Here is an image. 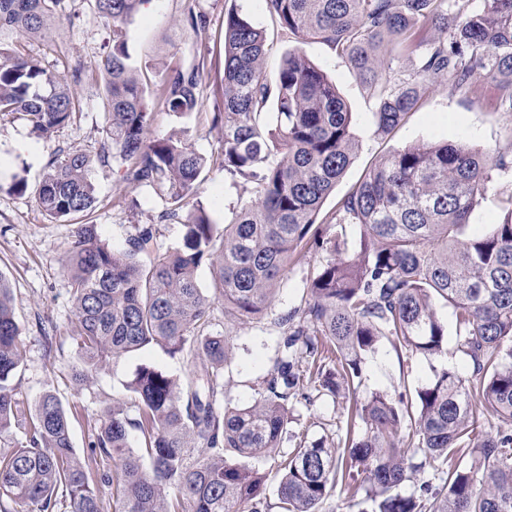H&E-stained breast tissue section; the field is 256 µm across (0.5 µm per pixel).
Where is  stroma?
Listing matches in <instances>:
<instances>
[{
	"mask_svg": "<svg viewBox=\"0 0 512 512\" xmlns=\"http://www.w3.org/2000/svg\"><path fill=\"white\" fill-rule=\"evenodd\" d=\"M232 7L266 31L269 50L264 70L267 77H275L283 55L294 44L281 35L262 0H153L150 8L141 10L126 26L131 60L143 74L154 75L173 57L187 66H204L199 111L180 120L163 111L155 112L150 134L163 138L181 133L192 149L207 158L194 202L218 225L229 223L233 211L254 196L251 183L231 176L215 162L222 142L211 127V118L221 101L224 14ZM192 8L208 14L207 31H193L185 23ZM69 11V17L56 23L49 38L22 40L21 50L67 77L81 105L80 112L48 139L32 133L20 115H0V277L11 289L19 327L22 363L14 379L18 396L30 405L44 392L56 394L71 419L73 446L84 457L107 409L129 404L131 394L126 384L139 366H151L183 378L201 369L202 362L173 357L154 347L109 362L94 374L90 385L79 387L71 380L79 354L74 340L76 317L63 264L74 226L50 220L38 207L33 193L20 195L12 188L18 177L36 185L47 162L59 152L80 148L93 153L99 147V131L105 121L100 108L104 80L99 64L104 46L112 39V27L90 11L85 0H71ZM305 51L347 102L360 144L352 164L323 201L321 216L335 211L338 202L375 160L404 146L448 140L467 142L492 155L512 149V112L501 110L493 81H485L476 96L445 85L436 87L407 113L396 130L381 136L373 118L375 102L348 61L319 42L306 45ZM77 60L83 71L76 78L70 66ZM93 181L96 202L85 221L97 226L103 240L120 247L126 239L149 227L161 249L180 244L184 228L179 218L167 216L168 204L160 192L120 180L109 166L96 167ZM321 259L318 252L294 259L266 309L248 322L225 323L224 302L214 299L207 331L228 336L233 347L232 358L224 367V406L242 407L259 398L260 378L278 356L282 344L278 319L300 305ZM445 369L464 377L470 374L456 336H449L445 350L431 358L401 357L389 342L383 341L365 358L356 395L362 398L381 391L395 398L402 393L411 394ZM342 406L341 400L329 396L307 405L297 404L289 438L269 449L265 456L249 459V467L271 469L281 453L295 447L301 438L309 443L321 439L330 443L339 441L349 429L362 434L364 422L347 425Z\"/></svg>",
	"mask_w": 512,
	"mask_h": 512,
	"instance_id": "1",
	"label": "stroma"
}]
</instances>
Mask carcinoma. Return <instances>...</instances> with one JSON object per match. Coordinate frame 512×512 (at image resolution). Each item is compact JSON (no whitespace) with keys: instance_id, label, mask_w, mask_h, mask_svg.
I'll list each match as a JSON object with an SVG mask.
<instances>
[{"instance_id":"1","label":"carcinoma","mask_w":512,"mask_h":512,"mask_svg":"<svg viewBox=\"0 0 512 512\" xmlns=\"http://www.w3.org/2000/svg\"><path fill=\"white\" fill-rule=\"evenodd\" d=\"M112 21L101 70L105 125L93 155L63 152L47 164L35 199L49 218L72 222L95 202L92 174L115 163L122 180L159 191L169 215L184 214L181 245L157 252L145 228L115 251L96 225L78 224L65 265L77 319L81 364L76 384L111 360L159 346L171 356L204 358L185 382L142 366L127 383L131 407L114 406L99 424L90 455L72 448L69 420L51 392L33 404L24 438L0 448V512H55L65 492L71 512H104L100 487H113L119 512H317L347 472L364 475L354 494L359 512H512V192L502 219L483 235H465L494 173L512 156H487L465 142L407 146L381 158L329 220L324 199L359 148L352 113L335 84L304 52L317 40L370 83L376 131L388 133L444 78L480 93L497 83L502 111L512 112V0H264L282 34L297 46L267 82L264 32L234 9L224 14L221 132L224 171L254 184L255 195L232 223H211L189 199L206 159L176 135L151 139L153 110L177 117L200 105L203 67L168 63L143 84L130 62L127 22L148 0H90ZM66 0H0V114H22L49 138L80 110L67 80L12 46L41 37ZM448 30V40L415 42V26ZM417 69L397 85L383 73L400 56ZM358 231L347 237V226ZM325 253L299 306L280 317L283 349L261 377L253 404L216 408L224 394L230 341L206 334L211 299L197 270H212L224 317L251 319L270 302L295 257ZM451 308L457 344L472 373L443 370L406 402L375 391L346 406L365 432L342 445L299 442L277 462V503L267 501L269 474L240 462L279 447L298 399L353 394L361 364L384 339L406 358H430L448 342L435 304ZM11 291L0 278V434L21 412L13 379L21 366ZM140 446H131V432ZM233 450L237 458L227 457ZM118 457L117 480L93 467ZM468 463L448 466L456 456ZM443 477L408 493L415 473Z\"/></svg>"}]
</instances>
